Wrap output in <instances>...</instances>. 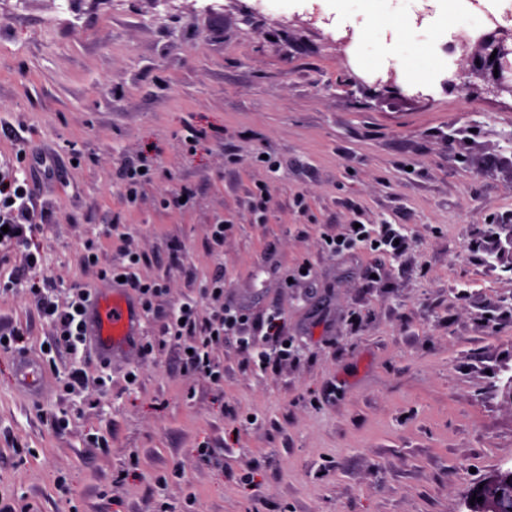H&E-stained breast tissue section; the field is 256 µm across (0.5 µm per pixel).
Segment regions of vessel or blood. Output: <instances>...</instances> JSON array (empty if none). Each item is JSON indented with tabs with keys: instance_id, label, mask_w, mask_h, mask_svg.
<instances>
[{
	"instance_id": "obj_1",
	"label": "vessel or blood",
	"mask_w": 512,
	"mask_h": 512,
	"mask_svg": "<svg viewBox=\"0 0 512 512\" xmlns=\"http://www.w3.org/2000/svg\"><path fill=\"white\" fill-rule=\"evenodd\" d=\"M139 313L132 301L117 287L108 288L92 303L87 334L100 358L112 360L123 355L138 333ZM18 381L32 396L45 391L40 364L22 357L17 362Z\"/></svg>"
}]
</instances>
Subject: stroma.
<instances>
[{"instance_id":"obj_1","label":"stroma","mask_w":512,"mask_h":512,"mask_svg":"<svg viewBox=\"0 0 512 512\" xmlns=\"http://www.w3.org/2000/svg\"><path fill=\"white\" fill-rule=\"evenodd\" d=\"M443 0H401L397 23L337 21L331 0H0V162L30 175L47 214L36 270L0 291V499L17 512H467L512 467V272L482 231L512 224V95L452 85ZM413 26L407 65L357 44ZM348 46H339L342 37ZM207 131L189 143L188 130ZM154 169L135 202L126 164ZM183 209L166 200L184 189ZM226 220L223 246L210 242ZM406 248L340 253L354 222ZM96 242L85 262V245ZM137 253L165 282L139 323L154 349L102 363L51 347L31 282L73 286ZM224 271V303L279 315L290 355L262 371L212 350L213 384L186 374L164 316ZM25 355L47 394L26 398ZM83 388L66 391L73 369ZM137 384H129V373Z\"/></svg>"}]
</instances>
